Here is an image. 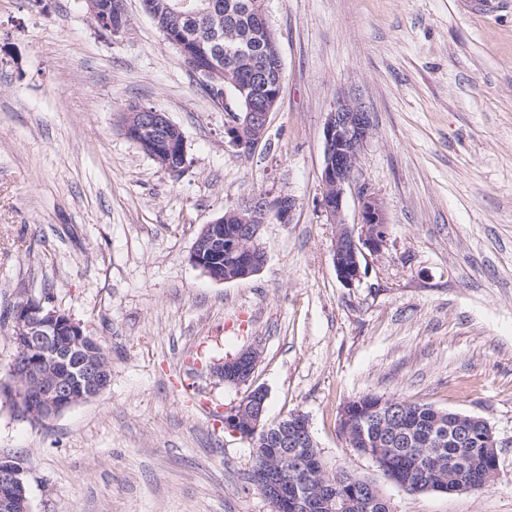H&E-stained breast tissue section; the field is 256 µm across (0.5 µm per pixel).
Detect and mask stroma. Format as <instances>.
<instances>
[{"instance_id": "stroma-1", "label": "stroma", "mask_w": 512, "mask_h": 512, "mask_svg": "<svg viewBox=\"0 0 512 512\" xmlns=\"http://www.w3.org/2000/svg\"><path fill=\"white\" fill-rule=\"evenodd\" d=\"M284 79L263 141L167 43L142 0L112 36L82 0H0V378L23 298L81 322L108 351L98 397L41 425L0 401V456L21 458L32 512H271L248 440L224 413L246 392L210 371L250 347L266 419L307 416L328 471L372 480L391 512H512V0H265ZM360 99L371 137L344 196L381 201L386 243L337 277L322 206L323 126ZM183 132L180 174L121 127L128 105ZM285 196L256 276L189 260L204 224ZM485 420L493 486L412 492L349 448L342 407L365 395Z\"/></svg>"}]
</instances>
